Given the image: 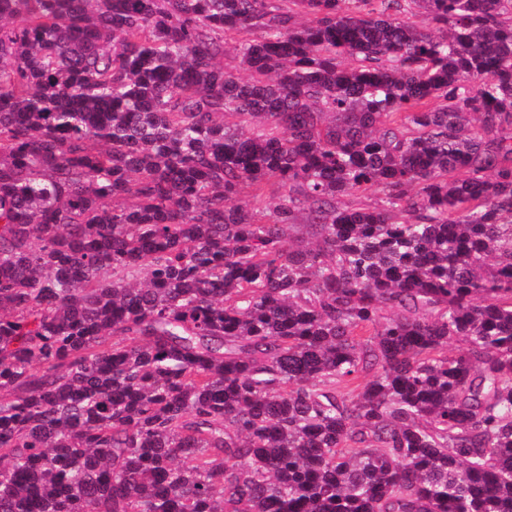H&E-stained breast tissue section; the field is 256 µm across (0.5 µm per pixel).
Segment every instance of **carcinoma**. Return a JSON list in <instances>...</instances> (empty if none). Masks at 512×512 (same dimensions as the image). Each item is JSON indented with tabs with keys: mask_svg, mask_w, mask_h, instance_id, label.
Here are the masks:
<instances>
[{
	"mask_svg": "<svg viewBox=\"0 0 512 512\" xmlns=\"http://www.w3.org/2000/svg\"><path fill=\"white\" fill-rule=\"evenodd\" d=\"M0 512H512V0H0Z\"/></svg>",
	"mask_w": 512,
	"mask_h": 512,
	"instance_id": "1",
	"label": "carcinoma"
}]
</instances>
